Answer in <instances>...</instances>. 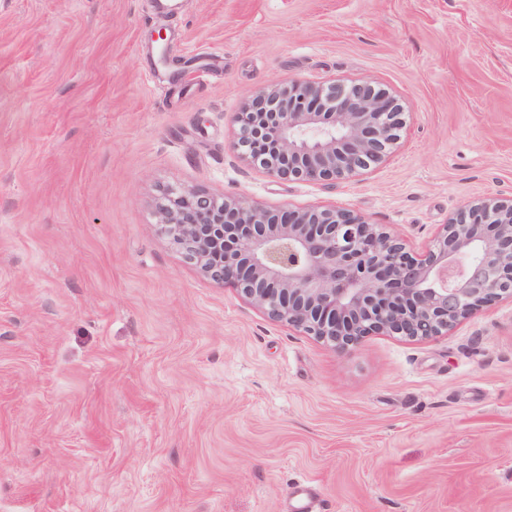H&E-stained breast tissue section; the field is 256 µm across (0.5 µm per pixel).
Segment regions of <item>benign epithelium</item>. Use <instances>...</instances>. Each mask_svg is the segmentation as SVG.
Instances as JSON below:
<instances>
[{
  "instance_id": "benign-epithelium-1",
  "label": "benign epithelium",
  "mask_w": 512,
  "mask_h": 512,
  "mask_svg": "<svg viewBox=\"0 0 512 512\" xmlns=\"http://www.w3.org/2000/svg\"><path fill=\"white\" fill-rule=\"evenodd\" d=\"M237 123L241 161L324 185L384 162L406 125L398 100L370 82L300 80L254 91ZM153 217L204 277L339 352L373 335L446 336L512 300V197L460 206L418 250L352 209L271 210L195 188L164 189Z\"/></svg>"
}]
</instances>
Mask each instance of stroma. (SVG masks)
<instances>
[{
	"label": "stroma",
	"mask_w": 512,
	"mask_h": 512,
	"mask_svg": "<svg viewBox=\"0 0 512 512\" xmlns=\"http://www.w3.org/2000/svg\"><path fill=\"white\" fill-rule=\"evenodd\" d=\"M152 4L0 0V512H291L305 479L319 512H512V301L338 352L153 218L202 188L350 208L417 249L512 195V0ZM291 79L381 86L399 143L335 186L246 166L237 112Z\"/></svg>",
	"instance_id": "obj_1"
}]
</instances>
